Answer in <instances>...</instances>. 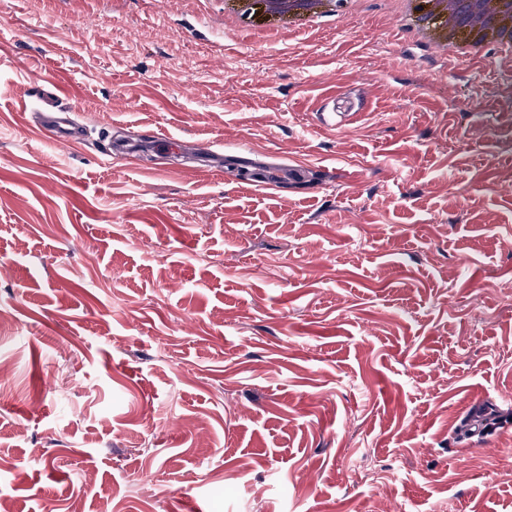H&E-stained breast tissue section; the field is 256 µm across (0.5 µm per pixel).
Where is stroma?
<instances>
[{"label":"stroma","mask_w":512,"mask_h":512,"mask_svg":"<svg viewBox=\"0 0 512 512\" xmlns=\"http://www.w3.org/2000/svg\"><path fill=\"white\" fill-rule=\"evenodd\" d=\"M396 11L0 0V512H512V67ZM448 52L458 59L476 60L482 55V45L464 30H458L448 39ZM40 98L45 104L42 112V132L56 143H79L84 140V125L75 118V113L62 111L55 105V94L51 82L40 78Z\"/></svg>","instance_id":"35a3bbf8"}]
</instances>
